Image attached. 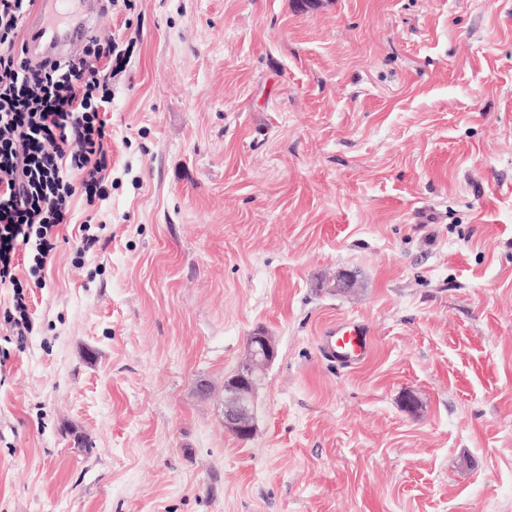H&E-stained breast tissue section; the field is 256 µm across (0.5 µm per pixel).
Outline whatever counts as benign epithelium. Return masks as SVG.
<instances>
[{
  "instance_id": "obj_1",
  "label": "benign epithelium",
  "mask_w": 512,
  "mask_h": 512,
  "mask_svg": "<svg viewBox=\"0 0 512 512\" xmlns=\"http://www.w3.org/2000/svg\"><path fill=\"white\" fill-rule=\"evenodd\" d=\"M246 348L244 360L224 378V427L242 442L255 434L256 389L277 356L274 338L263 329L248 336Z\"/></svg>"
}]
</instances>
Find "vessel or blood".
<instances>
[{
  "mask_svg": "<svg viewBox=\"0 0 512 512\" xmlns=\"http://www.w3.org/2000/svg\"><path fill=\"white\" fill-rule=\"evenodd\" d=\"M90 30L88 20L71 9L70 0H36L26 19L27 56L34 62L64 57ZM328 345L341 358L357 363L368 352V332L362 325L346 323L330 336Z\"/></svg>",
  "mask_w": 512,
  "mask_h": 512,
  "instance_id": "b4317fda",
  "label": "vessel or blood"
}]
</instances>
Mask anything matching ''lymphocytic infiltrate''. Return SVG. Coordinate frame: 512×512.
Segmentation results:
<instances>
[{"instance_id": "f902f5d3", "label": "lymphocytic infiltrate", "mask_w": 512, "mask_h": 512, "mask_svg": "<svg viewBox=\"0 0 512 512\" xmlns=\"http://www.w3.org/2000/svg\"><path fill=\"white\" fill-rule=\"evenodd\" d=\"M34 0H0V287L17 285V246L34 245L41 278L59 236L73 222V196L93 202L109 177L115 38L90 37L81 56L31 65L17 37Z\"/></svg>"}]
</instances>
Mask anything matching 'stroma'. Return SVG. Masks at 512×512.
Instances as JSON below:
<instances>
[{
    "mask_svg": "<svg viewBox=\"0 0 512 512\" xmlns=\"http://www.w3.org/2000/svg\"><path fill=\"white\" fill-rule=\"evenodd\" d=\"M92 26L136 39L112 176L42 285L15 256L0 512H512V0H139ZM348 321L358 364L323 345ZM258 329L278 355L242 442L224 377ZM13 296V310L11 307H6L4 310V320L13 327L15 335L18 339L26 336V333L31 329V325L25 313V304L23 298L19 293L14 290Z\"/></svg>",
    "mask_w": 512,
    "mask_h": 512,
    "instance_id": "1",
    "label": "stroma"
}]
</instances>
